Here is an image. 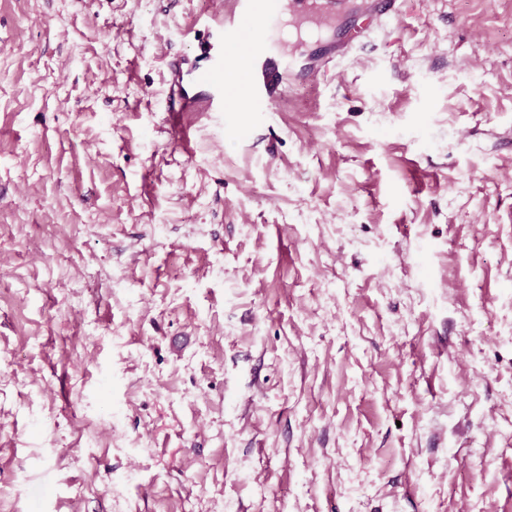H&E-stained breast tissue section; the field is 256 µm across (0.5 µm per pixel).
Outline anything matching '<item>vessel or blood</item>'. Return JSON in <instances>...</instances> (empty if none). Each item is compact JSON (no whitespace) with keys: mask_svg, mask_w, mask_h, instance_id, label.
I'll return each mask as SVG.
<instances>
[{"mask_svg":"<svg viewBox=\"0 0 512 512\" xmlns=\"http://www.w3.org/2000/svg\"><path fill=\"white\" fill-rule=\"evenodd\" d=\"M352 6L353 0H225L223 9L204 17L213 37L210 66L196 80L209 95L193 100L183 96L181 79L170 84L179 99L170 123L183 150L191 151L192 140L181 113L223 111L226 79H242L247 111L268 112L298 80H316L345 57L353 44L336 34Z\"/></svg>","mask_w":512,"mask_h":512,"instance_id":"obj_1","label":"vessel or blood"}]
</instances>
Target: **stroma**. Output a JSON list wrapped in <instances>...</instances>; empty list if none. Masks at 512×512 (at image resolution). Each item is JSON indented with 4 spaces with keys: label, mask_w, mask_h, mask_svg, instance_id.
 Masks as SVG:
<instances>
[{
    "label": "stroma",
    "mask_w": 512,
    "mask_h": 512,
    "mask_svg": "<svg viewBox=\"0 0 512 512\" xmlns=\"http://www.w3.org/2000/svg\"><path fill=\"white\" fill-rule=\"evenodd\" d=\"M168 123L200 0H0V512H512V0Z\"/></svg>",
    "instance_id": "35a3bbf8"
}]
</instances>
